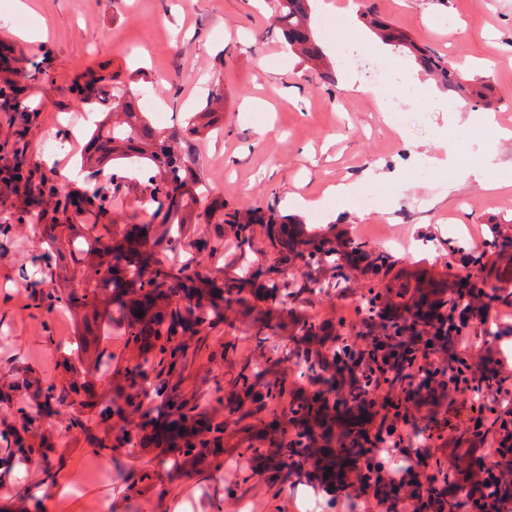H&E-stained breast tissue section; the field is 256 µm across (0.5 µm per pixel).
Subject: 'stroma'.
I'll use <instances>...</instances> for the list:
<instances>
[{
	"instance_id": "1",
	"label": "stroma",
	"mask_w": 512,
	"mask_h": 512,
	"mask_svg": "<svg viewBox=\"0 0 512 512\" xmlns=\"http://www.w3.org/2000/svg\"><path fill=\"white\" fill-rule=\"evenodd\" d=\"M30 13L0 0V77L15 80L24 98L38 105L28 135L26 167H53L60 193L88 188L72 177L85 140L64 149V117L82 113L98 121V104L69 93L73 80L88 71L113 77L118 92L151 93L167 112V130L180 129L187 114L205 105L206 84L224 88L222 134L202 131L188 146L203 180L214 184L211 200L226 208L274 207L307 229L329 226L387 248L405 239L412 251L394 250L397 267L435 277L448 274L441 244L474 241L490 224L512 220V139H498L476 123L493 114L512 129V0H318L314 30L323 51L336 61L339 46L356 44L378 58L391 59L406 90L402 111H382L379 87L367 64L352 68L361 91L342 82L325 83L310 63L288 54L267 0H28ZM379 15L417 44L435 49L468 76L485 79L482 100L464 108L444 107L448 91L405 53L380 44L364 27L363 12ZM45 23V38L28 42L18 29ZM39 63L42 80L25 77ZM336 73H344L338 65ZM464 132L468 158L440 171L419 167L417 153L444 157L449 132ZM506 189L487 192L480 173L487 155ZM341 182L369 191L374 206L361 210L339 202L328 189ZM25 209L15 194L0 189V224L11 227L0 239V372L24 370L45 383L62 384L69 340L79 334L80 313L70 307H35L30 282L21 277L44 244L32 225L21 222ZM253 328L238 319L234 328L209 332L181 390L198 406L211 395L198 377L208 356L233 341L216 371L232 380L252 349ZM110 355L106 379L82 362L79 375L94 381L98 396L120 379L129 354L120 328L102 337ZM68 409L43 420L41 448L30 461L0 465V512H313L318 499L298 469L267 470L252 477L254 463L243 450L255 440L272 443L275 417L265 411L244 420L224 415V452L214 461H183L173 467L177 449L103 448L104 428L93 412H83L85 430H65ZM438 456L458 471L462 485L478 489L475 467L481 448L456 443Z\"/></svg>"
}]
</instances>
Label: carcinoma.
<instances>
[{
    "instance_id": "carcinoma-1",
    "label": "carcinoma",
    "mask_w": 512,
    "mask_h": 512,
    "mask_svg": "<svg viewBox=\"0 0 512 512\" xmlns=\"http://www.w3.org/2000/svg\"><path fill=\"white\" fill-rule=\"evenodd\" d=\"M274 14L282 36L291 50L306 60L325 67L330 62L314 38L311 24L312 0H274ZM361 18L384 44L410 53L414 60L441 85L462 100L469 92L463 74L448 64L434 50L417 45L406 34L378 16L366 12ZM112 77L99 71L90 73L89 80L74 82L72 91L86 94L84 100H98L106 108L103 120L96 125L88 143L87 161L100 163L107 159L125 160L136 156L154 172L142 190L151 209L147 224H87L70 223L69 211L76 215L90 214L99 218L108 211L114 193L121 183L111 181L81 196L58 197L52 177L45 172L23 169L29 141L27 135L37 110L18 99L12 81L0 88V98L9 96L12 104L4 109L16 125L11 148L0 154V181L18 191L26 188L24 204L36 210L28 212L32 223L42 226L41 235L53 251L54 263L36 268L40 272L36 293L39 304L52 307L64 302L84 311V330L76 338V350L81 355L95 356L104 361L109 354L100 348L101 331L107 322L116 321L123 330L126 348L131 353L129 365L115 384L108 399L96 401L91 381L72 380L61 386L43 384L29 376L14 372L5 377L0 397L24 389L41 403V413L18 409L21 430L0 434L1 448H22L26 437L34 433V423L52 414L57 406L95 408L105 425L106 440L122 443L125 448H141L158 439L157 415L154 404L168 409L174 428L169 431L173 447L182 448L185 456L214 455L224 440V407L239 414L243 420L254 411H264L281 402V379L264 377L285 363H292L301 377H314L337 388L343 401L325 400L316 395L315 407L310 402H288L279 447L282 459L305 467L312 457L311 448L322 441V458L306 471L308 480L317 472L336 468L331 422L339 418L351 422L363 404L358 400L361 390L380 383L379 373L372 365L383 353L395 364V373L385 384L398 396L397 403L383 405L373 412L377 418L375 431L387 430L390 410L399 411L414 404L421 408L425 398L444 395L446 391L424 382L412 383V366L421 352L420 340L425 336L439 337V345L451 347L448 337L463 327L480 337L493 339L507 333L508 327L482 319L488 309L512 308V234L503 224H491L488 235L479 248H470L457 241L443 244L448 264L469 267L473 280L455 278L425 281L417 275L412 279L395 270L394 256L385 249L371 246L362 239L345 238L343 233L320 236L307 233L303 227L283 226V217L274 208H251L245 212L228 210L220 222L211 224L215 210H198L200 175L192 156L175 146L179 133H166L154 127L149 113L138 101L125 95H107V83ZM210 224L209 238L187 240L186 226L190 223ZM260 224L268 247L276 254L265 269V279L254 282L250 257L255 254V225ZM83 235L85 253L97 260L86 268L72 261L65 245V235ZM234 243V252L224 255V237ZM163 249L178 257L177 263L165 264L155 257ZM225 259V265H240L241 274L233 278L214 277L200 280L199 256ZM78 282L81 293L57 289L58 281ZM252 296L270 302L288 313V335L291 345L271 341L266 330L268 313L254 322L255 359L246 360L231 384L228 396L219 376L206 374L201 384L213 393L211 412L202 414L196 405L183 397L179 384L173 382L175 372H183L193 362L191 339L208 332L218 323L234 327L231 314L252 310L246 286ZM332 296L351 298L355 302V319L318 322L303 313L304 306L315 298ZM142 317H137V313ZM312 336L328 337L331 363L327 369L318 356L306 346ZM368 370L358 379L346 376L355 365ZM445 375L452 389L480 390L482 378L475 374L473 356L446 352L443 362ZM512 424V413L503 409L485 412L484 426L462 435V443L470 448L481 445L484 429L503 432ZM380 442L362 429L349 431L338 440L340 447L363 448ZM390 463L381 455L371 457L355 467L354 481L372 485L375 471ZM454 481V474L441 461L431 466L430 485L425 491L428 503L439 512H455L457 501L445 500L442 491ZM512 496L509 485L501 484L495 496L484 495L482 508L497 512Z\"/></svg>"
}]
</instances>
